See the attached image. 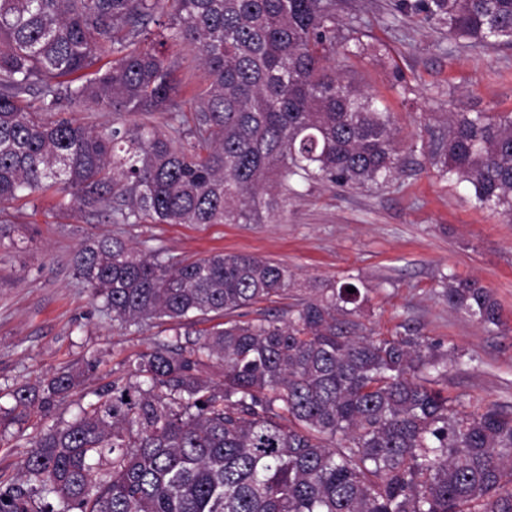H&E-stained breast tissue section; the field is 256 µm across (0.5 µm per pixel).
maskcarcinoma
<instances>
[{"instance_id": "1", "label": "carcinoma", "mask_w": 512, "mask_h": 512, "mask_svg": "<svg viewBox=\"0 0 512 512\" xmlns=\"http://www.w3.org/2000/svg\"><path fill=\"white\" fill-rule=\"evenodd\" d=\"M192 51L206 87L191 119L150 38ZM337 0H0V213L54 189L68 210L114 224H262L272 178L339 187L388 182L402 163L390 113L341 76L356 27ZM393 9L470 44L512 46V0H395ZM35 95L39 105L27 102ZM96 105L105 131L56 117ZM172 113L168 130L123 117ZM476 204L512 220V114L452 112L423 145ZM74 270L121 325L226 317L191 348L156 341L125 386L39 432L0 512H512V413L468 412L439 387L448 356L418 336L361 333L367 300L348 284L314 288L288 318L244 319L295 285L288 266L213 253L170 265L91 236ZM448 307L500 326L476 280H448ZM221 367L214 385L203 367ZM84 371L12 392L46 413Z\"/></svg>"}]
</instances>
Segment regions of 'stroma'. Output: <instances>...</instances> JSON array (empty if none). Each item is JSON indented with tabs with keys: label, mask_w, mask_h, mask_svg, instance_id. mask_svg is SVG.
<instances>
[{
	"label": "stroma",
	"mask_w": 512,
	"mask_h": 512,
	"mask_svg": "<svg viewBox=\"0 0 512 512\" xmlns=\"http://www.w3.org/2000/svg\"><path fill=\"white\" fill-rule=\"evenodd\" d=\"M392 0H338L340 34L359 25L360 54L343 71L352 86L392 112L403 166L387 184L342 188L294 181L263 224H110L101 212L67 211L58 198H22L8 210L0 243V406L9 390L68 370L90 357L97 368L47 414L0 421V486L16 483L38 429L73 418L94 389L129 380L130 366L160 327H122L102 311L72 258L88 235L117 236L169 262L224 252L288 265L290 302L307 289L350 282L367 290L358 317L365 332L405 331L454 352L442 386L466 410L487 403L512 413V221L476 208L469 184L442 177L419 147L424 131H446L451 112L512 113V46L453 43L448 30L391 13ZM182 99L204 88L187 47L169 43ZM476 280L501 305V326L452 311L447 278Z\"/></svg>",
	"instance_id": "1"
}]
</instances>
